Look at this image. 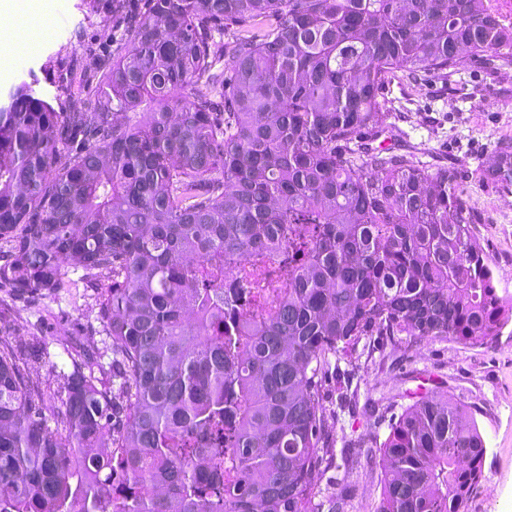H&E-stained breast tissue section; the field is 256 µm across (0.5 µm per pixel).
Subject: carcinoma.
I'll return each mask as SVG.
<instances>
[{
    "mask_svg": "<svg viewBox=\"0 0 512 512\" xmlns=\"http://www.w3.org/2000/svg\"><path fill=\"white\" fill-rule=\"evenodd\" d=\"M145 3L116 0L131 48L95 56L94 111L23 84L0 112V307L82 286L99 323L53 339L48 379L42 337L0 336V512H343L314 503L329 357L512 326L456 169L372 146L381 90L506 73L512 28L485 0ZM481 176L512 185L511 144ZM486 451L432 392L356 463L382 470L374 512H464Z\"/></svg>",
    "mask_w": 512,
    "mask_h": 512,
    "instance_id": "carcinoma-1",
    "label": "carcinoma"
}]
</instances>
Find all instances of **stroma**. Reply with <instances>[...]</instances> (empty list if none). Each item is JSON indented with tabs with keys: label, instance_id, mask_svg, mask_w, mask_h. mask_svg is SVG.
Here are the masks:
<instances>
[{
	"label": "stroma",
	"instance_id": "35a3bbf8",
	"mask_svg": "<svg viewBox=\"0 0 512 512\" xmlns=\"http://www.w3.org/2000/svg\"><path fill=\"white\" fill-rule=\"evenodd\" d=\"M63 24L54 17L29 20L15 17L4 26L14 38L38 31L42 39L24 66L0 70V103L28 83L55 108L68 112L73 101L89 111L93 87L70 90L91 55L109 54L127 42L112 15V0H54ZM382 93L390 102L386 119L392 150L413 152L424 166L454 165L457 191L473 215L472 233L498 274L500 287L512 289V187L482 182L481 169L494 156L501 140H512V73L504 78L487 74L478 62L458 66L448 77L425 76L412 81L395 75ZM96 316L82 289L55 298L44 296L35 307L0 310V328L14 331L44 320L52 336L72 335ZM436 375L438 392L472 411L487 442L483 477L474 488L465 512H512V327L485 345L448 340L413 341L381 338L367 345L352 384L358 389L355 413L340 410L332 383H325L323 408L336 414L329 442L334 453L332 483L322 497L338 493V478H347L346 512H371L380 499L381 470L372 467L346 476L347 440L359 437L368 447L381 444L389 422L410 405L420 373Z\"/></svg>",
	"mask_w": 512,
	"mask_h": 512
}]
</instances>
